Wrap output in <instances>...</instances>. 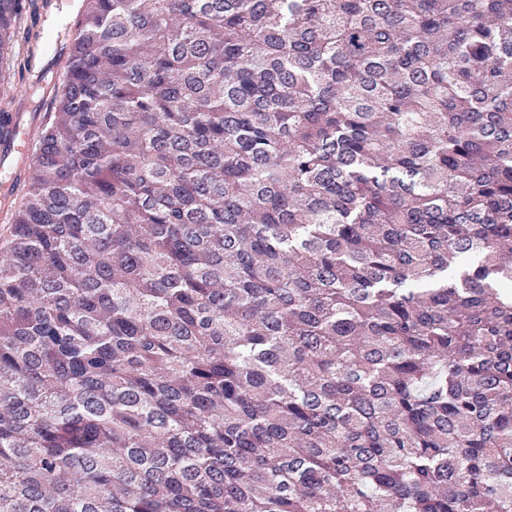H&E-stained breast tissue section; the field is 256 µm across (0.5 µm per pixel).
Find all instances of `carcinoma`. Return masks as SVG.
<instances>
[{
    "mask_svg": "<svg viewBox=\"0 0 512 512\" xmlns=\"http://www.w3.org/2000/svg\"><path fill=\"white\" fill-rule=\"evenodd\" d=\"M51 94L0 512H512V0H84Z\"/></svg>",
    "mask_w": 512,
    "mask_h": 512,
    "instance_id": "1",
    "label": "carcinoma"
}]
</instances>
